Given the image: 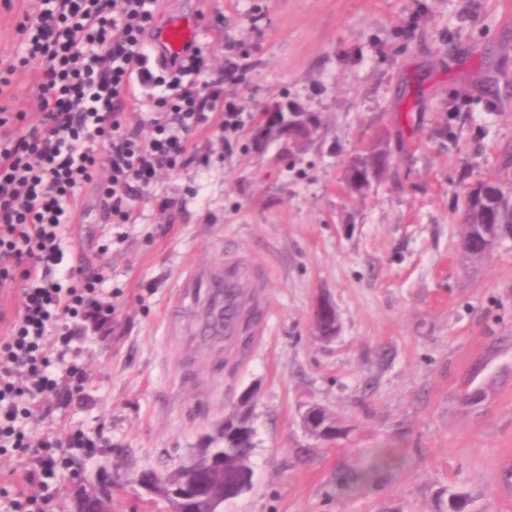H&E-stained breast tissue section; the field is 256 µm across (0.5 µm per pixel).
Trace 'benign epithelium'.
I'll return each mask as SVG.
<instances>
[{
    "mask_svg": "<svg viewBox=\"0 0 512 512\" xmlns=\"http://www.w3.org/2000/svg\"><path fill=\"white\" fill-rule=\"evenodd\" d=\"M293 152H299L308 144L311 133L299 123L298 119L289 118ZM253 392L243 393L236 406L224 415V428H231L237 422V410L252 405ZM178 468L192 474L189 483L177 486L170 492L171 512H221L219 507L231 498H237L248 491L252 484L251 471L245 469L233 481L231 487L224 486V467L218 465L213 448L209 443L196 449L183 459ZM127 481L140 487L151 495L159 494L158 474L152 470H142L127 478Z\"/></svg>",
    "mask_w": 512,
    "mask_h": 512,
    "instance_id": "obj_1",
    "label": "benign epithelium"
}]
</instances>
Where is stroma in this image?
<instances>
[{"mask_svg": "<svg viewBox=\"0 0 512 512\" xmlns=\"http://www.w3.org/2000/svg\"><path fill=\"white\" fill-rule=\"evenodd\" d=\"M27 0H0V58L20 49ZM192 13L215 67L224 45L245 53L234 92L248 115L225 151L197 133V163L164 172L113 223L96 185L80 191L67 241L103 267L112 315L80 329L81 393H60L26 430L82 429L55 480L54 512L96 478L174 467L236 404L256 395L253 487L223 512H430L438 491L468 493L476 512H512V237L467 254L456 221L467 191L512 192V0H163ZM419 99L401 119L400 91ZM273 112L321 119L284 161L266 138ZM391 163L361 192L347 166L372 141ZM179 199L165 211L163 199ZM231 259L254 267L255 321L242 343L197 345L186 277ZM329 299L340 330L313 333ZM481 391L475 402L467 394ZM346 428L329 444L299 425L303 406ZM398 467L355 494L336 484L367 451Z\"/></svg>", "mask_w": 512, "mask_h": 512, "instance_id": "obj_1", "label": "stroma"}]
</instances>
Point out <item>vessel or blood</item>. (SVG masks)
<instances>
[{
    "label": "vessel or blood",
    "instance_id": "1",
    "mask_svg": "<svg viewBox=\"0 0 512 512\" xmlns=\"http://www.w3.org/2000/svg\"><path fill=\"white\" fill-rule=\"evenodd\" d=\"M199 35L194 16H167L150 39L151 65L160 68L179 59L189 44L198 41ZM252 275V267L232 260L221 267L194 272L192 280L201 289L198 332L205 340L237 335L239 322L245 315V295Z\"/></svg>",
    "mask_w": 512,
    "mask_h": 512
}]
</instances>
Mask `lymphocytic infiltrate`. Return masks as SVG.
<instances>
[{
	"instance_id": "obj_1",
	"label": "lymphocytic infiltrate",
	"mask_w": 512,
	"mask_h": 512,
	"mask_svg": "<svg viewBox=\"0 0 512 512\" xmlns=\"http://www.w3.org/2000/svg\"><path fill=\"white\" fill-rule=\"evenodd\" d=\"M160 21L158 0H33L19 28L21 50L0 59V96L30 64H38L36 118L0 113V292L20 287L15 311L0 309V455L35 456L8 512H50L60 456L88 448L82 430L32 442L25 422L46 409L61 385L81 391L84 369L67 361L72 325L109 310L101 270L70 263L65 240L79 214V191L100 164L109 212L131 221L136 191L156 184L162 170L195 159L192 137L211 113L221 130L244 127L227 87L240 84L235 46L212 71L206 47L191 46L178 64H148V40ZM149 92L153 132L141 138L126 125L136 86Z\"/></svg>"
}]
</instances>
